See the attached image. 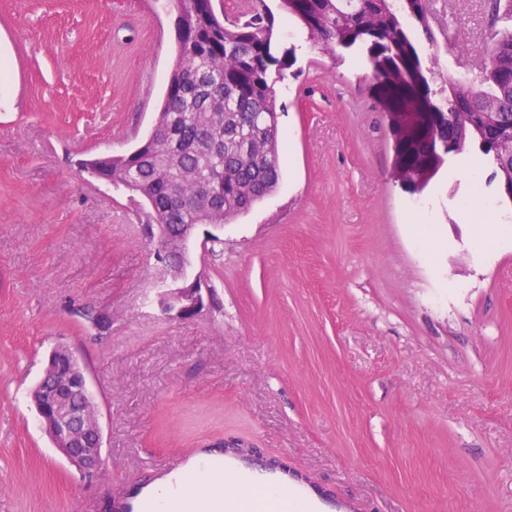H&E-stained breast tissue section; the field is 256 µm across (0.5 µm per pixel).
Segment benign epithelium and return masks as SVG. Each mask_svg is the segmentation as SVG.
Masks as SVG:
<instances>
[{
	"label": "benign epithelium",
	"mask_w": 512,
	"mask_h": 512,
	"mask_svg": "<svg viewBox=\"0 0 512 512\" xmlns=\"http://www.w3.org/2000/svg\"><path fill=\"white\" fill-rule=\"evenodd\" d=\"M196 229L195 224H183L168 241L166 226L146 225L148 237L157 241L158 260L171 275L162 284L159 304L164 314L183 320L196 317L211 299L201 276L188 272L189 244ZM33 402L42 428L70 466L83 476L96 473L103 464L102 429L87 370L68 347L59 345L48 355Z\"/></svg>",
	"instance_id": "obj_1"
}]
</instances>
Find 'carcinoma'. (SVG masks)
<instances>
[{"label": "carcinoma", "instance_id": "carcinoma-1", "mask_svg": "<svg viewBox=\"0 0 512 512\" xmlns=\"http://www.w3.org/2000/svg\"><path fill=\"white\" fill-rule=\"evenodd\" d=\"M491 58L466 82L444 81L441 103L431 90L406 22L432 36L428 0H280L320 50L369 44L383 110L395 137L393 174L422 191L443 164L445 143L480 141L474 117L501 126L482 144L512 183V0H488ZM181 25L157 116L154 139L130 153L89 159L83 167L112 186L136 192L153 224H224L248 213L278 185V107L274 83L287 63L275 55V16L265 0L237 6L228 23L224 0H175Z\"/></svg>", "mask_w": 512, "mask_h": 512}]
</instances>
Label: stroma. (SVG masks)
Masks as SVG:
<instances>
[{
  "label": "stroma",
  "instance_id": "1",
  "mask_svg": "<svg viewBox=\"0 0 512 512\" xmlns=\"http://www.w3.org/2000/svg\"><path fill=\"white\" fill-rule=\"evenodd\" d=\"M267 4L288 52L282 178L215 251L190 244L220 305L181 320L158 309L144 203L82 167L154 124L172 0H0V512H111L150 463L223 440L356 512H512V246L477 250L460 217L476 192L498 216L512 200L470 148L423 191L395 182L366 46L323 53ZM429 10L413 38L437 93L489 64L490 28L487 0ZM60 344L102 428L90 478L29 397Z\"/></svg>",
  "mask_w": 512,
  "mask_h": 512
}]
</instances>
